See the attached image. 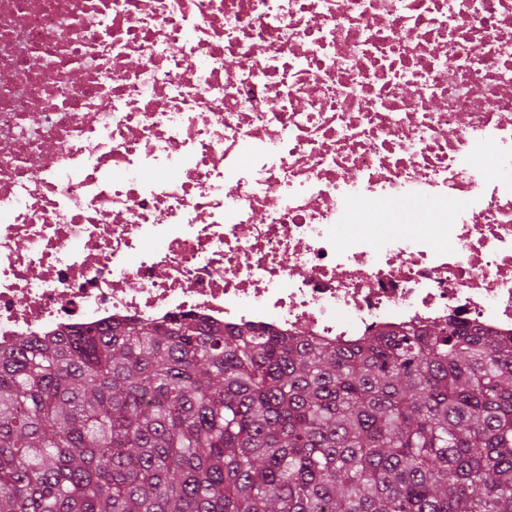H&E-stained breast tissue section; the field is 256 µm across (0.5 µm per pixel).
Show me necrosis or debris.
I'll list each match as a JSON object with an SVG mask.
<instances>
[{"mask_svg": "<svg viewBox=\"0 0 512 512\" xmlns=\"http://www.w3.org/2000/svg\"><path fill=\"white\" fill-rule=\"evenodd\" d=\"M508 165L512 0H0V349L512 340Z\"/></svg>", "mask_w": 512, "mask_h": 512, "instance_id": "4bbe7bcc", "label": "necrosis or debris"}]
</instances>
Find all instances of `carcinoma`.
Masks as SVG:
<instances>
[{"mask_svg": "<svg viewBox=\"0 0 512 512\" xmlns=\"http://www.w3.org/2000/svg\"><path fill=\"white\" fill-rule=\"evenodd\" d=\"M0 512H512V342L190 320L0 351Z\"/></svg>", "mask_w": 512, "mask_h": 512, "instance_id": "obj_1", "label": "carcinoma"}]
</instances>
